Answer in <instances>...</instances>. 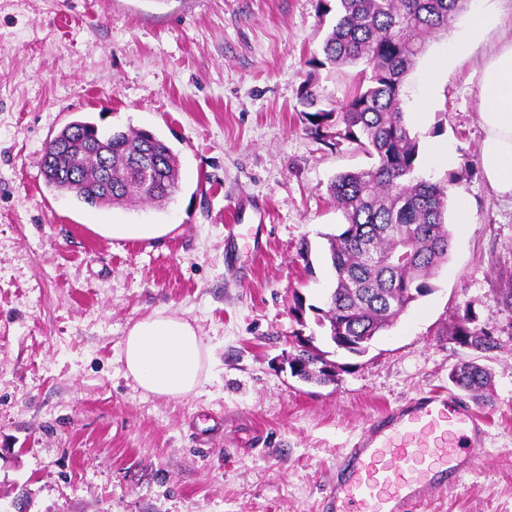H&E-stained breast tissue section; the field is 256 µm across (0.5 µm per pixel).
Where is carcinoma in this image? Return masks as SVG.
Wrapping results in <instances>:
<instances>
[{
  "label": "carcinoma",
  "instance_id": "cac0c4a2",
  "mask_svg": "<svg viewBox=\"0 0 512 512\" xmlns=\"http://www.w3.org/2000/svg\"><path fill=\"white\" fill-rule=\"evenodd\" d=\"M471 0H320L335 13L321 56H311L298 104L305 132L316 140L349 142L373 159L368 168L336 175L328 191L347 224L327 236L336 281L326 307L309 306L335 349L363 355L370 342L418 298L432 291L429 279L448 259L452 231L447 221L451 189L468 170L441 181L416 177L419 144L407 126L402 87L425 43L467 11ZM359 65L353 92L337 108L321 105L319 70ZM112 172V184L104 173ZM41 171L48 187L90 207L135 200L168 204L178 189L179 163L171 147L141 129L104 132L89 120H73L49 143ZM411 252L395 259L404 242ZM450 335L476 352L498 348L493 330L476 315L458 317ZM294 353L302 381L326 384L336 364L314 337L296 334ZM460 388L479 392L490 373L475 362L452 368Z\"/></svg>",
  "mask_w": 512,
  "mask_h": 512
}]
</instances>
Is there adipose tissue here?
Listing matches in <instances>:
<instances>
[{"mask_svg":"<svg viewBox=\"0 0 512 512\" xmlns=\"http://www.w3.org/2000/svg\"><path fill=\"white\" fill-rule=\"evenodd\" d=\"M480 101L481 168L499 196L512 198V42L500 46L486 64ZM120 358L126 376L144 392L178 400L200 392L209 351L192 324L157 311L128 329Z\"/></svg>","mask_w":512,"mask_h":512,"instance_id":"1","label":"adipose tissue"}]
</instances>
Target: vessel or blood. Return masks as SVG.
<instances>
[{"label": "vessel or blood", "mask_w": 512, "mask_h": 512, "mask_svg": "<svg viewBox=\"0 0 512 512\" xmlns=\"http://www.w3.org/2000/svg\"><path fill=\"white\" fill-rule=\"evenodd\" d=\"M483 422L464 401L431 394L371 417L341 454L328 512H413L478 459Z\"/></svg>", "instance_id": "obj_1"}]
</instances>
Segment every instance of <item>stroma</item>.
<instances>
[{"label": "stroma", "mask_w": 512, "mask_h": 512, "mask_svg": "<svg viewBox=\"0 0 512 512\" xmlns=\"http://www.w3.org/2000/svg\"><path fill=\"white\" fill-rule=\"evenodd\" d=\"M469 56L447 62L461 16L404 83L419 176L469 166V221L449 210L448 260L361 356L331 351L313 313L335 273L343 213L327 187L369 166L354 145L304 131L297 96L326 31L318 0H0V501L29 512H321L343 448L366 419L422 393L455 395L488 432L474 472L417 512H512V199L480 165L479 81L512 41V0ZM146 129L178 155L166 209H95L49 191L40 161L69 121ZM109 224H147L115 239ZM474 311L500 345L451 340ZM154 311L189 321L210 352L201 392L142 394L119 360ZM303 331L335 383L282 367ZM473 361L491 384L449 378Z\"/></svg>", "instance_id": "stroma-1"}]
</instances>
